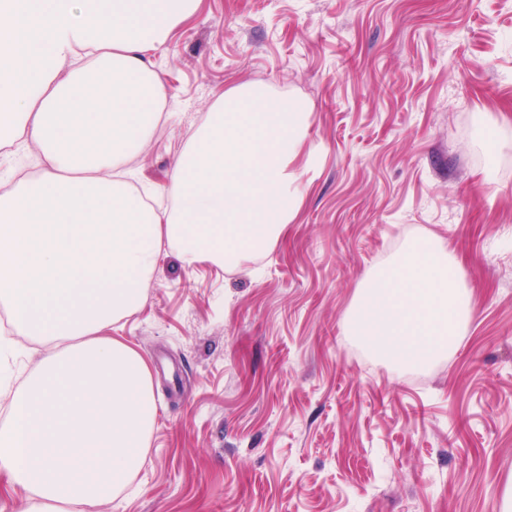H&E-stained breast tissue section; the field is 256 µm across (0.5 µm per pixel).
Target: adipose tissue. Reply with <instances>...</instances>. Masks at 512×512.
Here are the masks:
<instances>
[{
	"label": "adipose tissue",
	"mask_w": 512,
	"mask_h": 512,
	"mask_svg": "<svg viewBox=\"0 0 512 512\" xmlns=\"http://www.w3.org/2000/svg\"><path fill=\"white\" fill-rule=\"evenodd\" d=\"M200 0H0V142L36 146L38 177L0 192V300L47 346L0 426V477L27 512H86L142 466L156 420L146 360L101 330L141 310L163 248L237 267L301 197L289 166L305 109L253 85L208 110L173 169L171 208L118 179L153 137L152 58ZM88 65L66 68L76 48Z\"/></svg>",
	"instance_id": "1"
}]
</instances>
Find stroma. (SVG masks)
Here are the masks:
<instances>
[{"mask_svg":"<svg viewBox=\"0 0 512 512\" xmlns=\"http://www.w3.org/2000/svg\"><path fill=\"white\" fill-rule=\"evenodd\" d=\"M158 206L209 107L308 110L302 201L239 267L163 251L104 328L148 362L144 463L88 512H500L512 486V0H201L154 56ZM439 241L471 295L457 351L398 369L351 335L368 272Z\"/></svg>","mask_w":512,"mask_h":512,"instance_id":"35a3bbf8","label":"stroma"}]
</instances>
